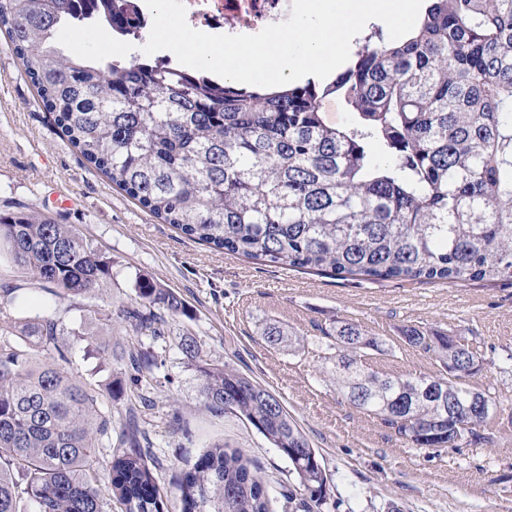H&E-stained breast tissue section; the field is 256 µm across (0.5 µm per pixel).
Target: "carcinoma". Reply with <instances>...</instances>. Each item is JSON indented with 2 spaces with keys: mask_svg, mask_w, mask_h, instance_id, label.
Here are the masks:
<instances>
[{
  "mask_svg": "<svg viewBox=\"0 0 512 512\" xmlns=\"http://www.w3.org/2000/svg\"><path fill=\"white\" fill-rule=\"evenodd\" d=\"M0 22L24 75L68 141L115 186L165 224L216 250L284 269L370 281L512 283V0H430L407 38L378 30L331 82L265 91L139 56L102 61L57 40L65 25L141 39L120 0H0ZM354 123L324 115L330 96ZM0 246L55 297L112 287V257L45 213L0 214ZM138 300L115 312L75 304L0 326V512H167L138 450L135 416L118 425L112 401L150 407L158 356L112 358V323L154 341L184 312L171 289L145 277ZM336 391L420 448H460L490 413L469 415L466 378L481 354L434 329L402 339L448 376L379 373L363 364L383 342L338 321L322 330ZM70 342H61V337ZM271 346L305 347L267 323ZM180 349L215 413L236 412L288 459L298 490L319 507V452L280 400L237 368ZM108 370L83 375L76 356ZM117 435L112 498L98 488L100 449ZM180 512H271L269 486L243 450L206 449L176 483Z\"/></svg>",
  "mask_w": 512,
  "mask_h": 512,
  "instance_id": "obj_1",
  "label": "carcinoma"
}]
</instances>
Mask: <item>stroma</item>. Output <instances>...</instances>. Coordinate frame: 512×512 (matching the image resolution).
Here are the masks:
<instances>
[{"label": "stroma", "instance_id": "1", "mask_svg": "<svg viewBox=\"0 0 512 512\" xmlns=\"http://www.w3.org/2000/svg\"><path fill=\"white\" fill-rule=\"evenodd\" d=\"M62 45L130 59L140 48L122 42L103 50L105 32L60 29ZM34 211L76 225L112 258V286L95 302L121 308L136 296L137 277L172 289L186 312L170 322L164 366L150 391L142 427L164 490L200 453L221 442L243 449L276 498L274 512H297L284 494L295 478L287 459L238 414L205 407L180 351L191 335L203 352L270 390L321 454L331 479L319 512H512V284H416L345 280L313 271L267 266L188 239L143 209L88 164L64 138L13 55L0 25V212ZM0 288L18 291L0 309V325L35 314L64 313L70 303L43 289L0 257ZM353 322L390 352H368L374 370L394 375L443 374L441 365L400 343L404 328H432L485 357L467 385L498 400L496 413L465 448H420L380 418L348 404L329 381L324 328ZM287 325L306 339L293 352L270 347L266 323ZM191 439H184L183 430Z\"/></svg>", "mask_w": 512, "mask_h": 512}]
</instances>
